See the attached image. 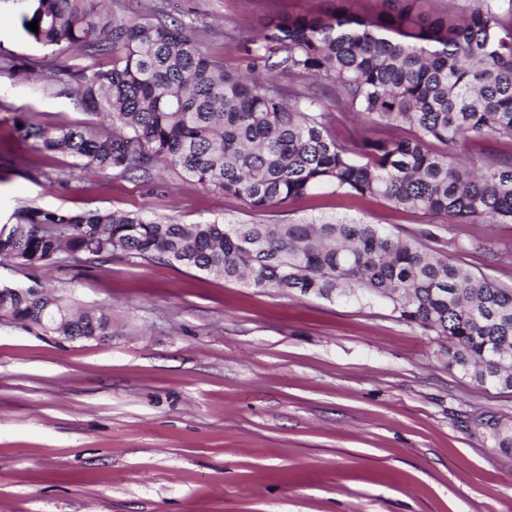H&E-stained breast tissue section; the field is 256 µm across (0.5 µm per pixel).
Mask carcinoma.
I'll return each mask as SVG.
<instances>
[{"mask_svg":"<svg viewBox=\"0 0 512 512\" xmlns=\"http://www.w3.org/2000/svg\"><path fill=\"white\" fill-rule=\"evenodd\" d=\"M336 2L325 15L270 20L228 67L196 15L172 18L155 0H144L151 18L128 20L103 0H31L22 26L35 43L88 56L53 77L105 129L22 121L18 130L115 179L148 176L160 163L257 214L329 189L418 213L416 232L325 218L187 225L144 209L28 207L0 227V261L52 268L119 250L261 290L386 300L400 320L448 343V369L512 390V288L463 267L436 233L442 224L512 223V0H472L457 21L409 6L361 17ZM284 76L314 78L330 96ZM349 112L367 132L340 139L335 125ZM471 141L488 152L471 155ZM41 312L39 301L18 298L9 317L25 326ZM71 316L78 335H112L103 309ZM477 426L512 453L511 419Z\"/></svg>","mask_w":512,"mask_h":512,"instance_id":"cac0c4a2","label":"carcinoma"}]
</instances>
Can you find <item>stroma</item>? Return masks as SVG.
Segmentation results:
<instances>
[{
	"label": "stroma",
	"mask_w": 512,
	"mask_h": 512,
	"mask_svg": "<svg viewBox=\"0 0 512 512\" xmlns=\"http://www.w3.org/2000/svg\"><path fill=\"white\" fill-rule=\"evenodd\" d=\"M332 0H159L194 11L226 64L245 30ZM0 0V225L23 207L134 211L181 224L249 222L232 196L155 166L150 180L78 169L22 140L18 121L94 124L48 75L83 64ZM419 214L320 191L264 221ZM492 244L463 258L512 287V224H453ZM55 287L112 314V338L68 342L0 317V512H512V455L475 423L512 417V390L449 369L442 343L389 302L263 291L116 254L61 270L0 264V285Z\"/></svg>",
	"instance_id": "35a3bbf8"
}]
</instances>
